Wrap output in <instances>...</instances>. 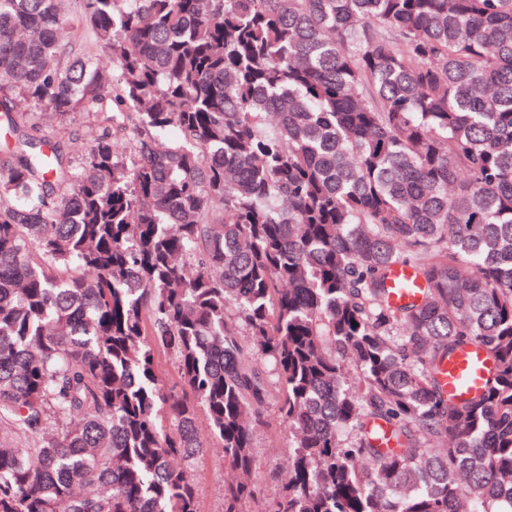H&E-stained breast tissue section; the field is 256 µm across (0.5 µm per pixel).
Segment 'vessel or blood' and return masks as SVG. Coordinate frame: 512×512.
Listing matches in <instances>:
<instances>
[{"label":"vessel or blood","mask_w":512,"mask_h":512,"mask_svg":"<svg viewBox=\"0 0 512 512\" xmlns=\"http://www.w3.org/2000/svg\"><path fill=\"white\" fill-rule=\"evenodd\" d=\"M412 270L396 268L391 275V298L401 302L409 295L410 284L415 283ZM491 373V365L481 345L473 344L454 354L448 361L442 376V385L449 398L467 400L479 397L485 381Z\"/></svg>","instance_id":"obj_1"}]
</instances>
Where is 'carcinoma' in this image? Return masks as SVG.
<instances>
[{
	"label": "carcinoma",
	"instance_id": "obj_1",
	"mask_svg": "<svg viewBox=\"0 0 512 512\" xmlns=\"http://www.w3.org/2000/svg\"><path fill=\"white\" fill-rule=\"evenodd\" d=\"M0 105V512H200L201 416L244 512L273 405L272 512H512V0H0ZM101 132L102 126L84 114L75 115L67 129L59 134L52 133L51 129L45 131L46 134L53 136L54 140L60 141L66 153L77 159L90 149L94 136ZM416 274L409 269L397 267L391 275L390 285L392 288L391 298L395 302L406 300L411 294L410 291L415 288H405L415 283ZM491 365L483 347L473 344L454 354L445 367L442 385L449 398L467 400L479 397ZM257 467L254 481L258 498L247 506V512H257L266 508L269 502L278 497L286 487L288 428L260 427L255 434Z\"/></svg>",
	"mask_w": 512,
	"mask_h": 512
}]
</instances>
